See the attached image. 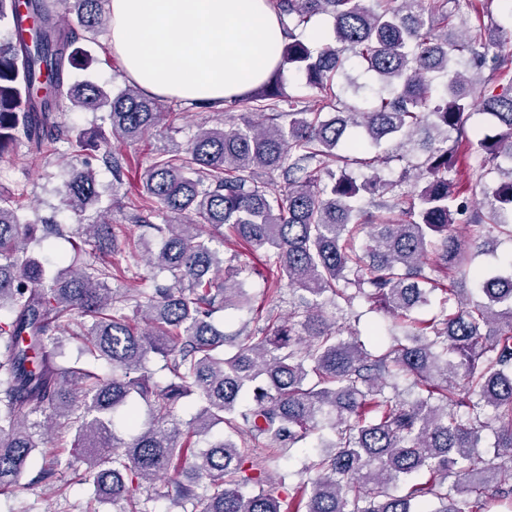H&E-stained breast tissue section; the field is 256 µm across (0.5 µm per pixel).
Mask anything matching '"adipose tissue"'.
Segmentation results:
<instances>
[{"label":"adipose tissue","instance_id":"obj_1","mask_svg":"<svg viewBox=\"0 0 512 512\" xmlns=\"http://www.w3.org/2000/svg\"><path fill=\"white\" fill-rule=\"evenodd\" d=\"M110 46L130 82L186 102L224 101L262 84L282 27L266 0H109Z\"/></svg>","mask_w":512,"mask_h":512}]
</instances>
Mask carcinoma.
<instances>
[{
    "label": "carcinoma",
    "instance_id": "obj_1",
    "mask_svg": "<svg viewBox=\"0 0 512 512\" xmlns=\"http://www.w3.org/2000/svg\"><path fill=\"white\" fill-rule=\"evenodd\" d=\"M459 0H272L285 33L281 60L260 87L231 101L251 116L227 114L201 126L186 145L168 117L182 103L133 84L112 95L76 79L94 58L86 49L110 26L105 0H0V159L27 148L34 163L69 150L104 149L112 198L121 201L125 161L112 143L146 136L162 142L126 208L145 229L134 239L108 212L80 219L102 194L92 166L64 183L93 263L55 272L31 245L62 237V224L20 214L27 192H0V492L18 491L36 457L37 480L62 465L70 447L83 465L77 482L94 493L80 512L110 502L120 512H156L170 494L183 512H490L512 505V272L473 267L481 236L469 224L512 239V81L485 89L493 47L512 39L500 28L487 43L482 20L448 39ZM315 17L333 20V37L311 44ZM373 75L370 93L346 68L344 53ZM287 72L308 94L281 92ZM364 106L343 105L347 92ZM336 100V111L315 103ZM107 109L108 127L73 132L58 113ZM495 133L472 140L473 111ZM261 120H253V116ZM394 142L395 153L357 160L340 154ZM420 150L424 161L410 160ZM476 158L485 183L469 204L449 174ZM403 163L410 190L381 166ZM389 213L373 219L363 201ZM175 224H154V215ZM260 254L292 290L288 318L265 312L267 326L226 335L219 309H254L246 279L223 276L224 233ZM154 270L143 288L139 262ZM446 274L441 286L429 271ZM124 279L128 287L112 288ZM441 292L428 319L415 313ZM363 297L399 320L381 352L344 336L343 318ZM78 339L93 359L65 367L57 350ZM159 356L167 381H152ZM195 398L193 417L178 407ZM491 429L495 464L477 451ZM317 455L296 496L270 489L253 449L288 455L310 436ZM207 438L195 449L196 438ZM253 486L250 492L244 491Z\"/></svg>",
    "mask_w": 512,
    "mask_h": 512
}]
</instances>
